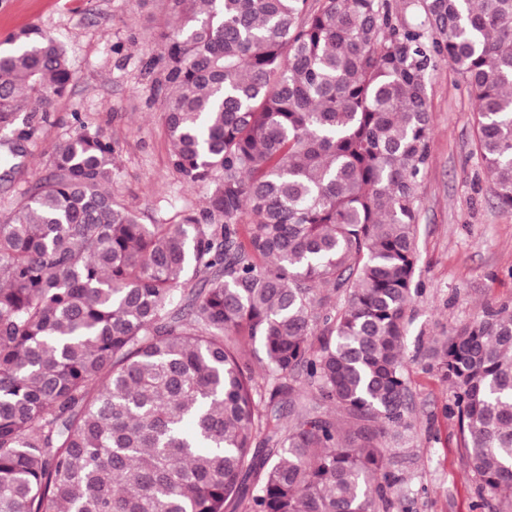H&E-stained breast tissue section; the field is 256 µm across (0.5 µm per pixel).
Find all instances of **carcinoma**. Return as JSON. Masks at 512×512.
Returning <instances> with one entry per match:
<instances>
[{
    "label": "carcinoma",
    "instance_id": "1",
    "mask_svg": "<svg viewBox=\"0 0 512 512\" xmlns=\"http://www.w3.org/2000/svg\"><path fill=\"white\" fill-rule=\"evenodd\" d=\"M169 2L146 70L205 207L142 223L109 188L115 142L78 116L11 203L0 512H410L382 439L409 399L428 68L443 56L466 81L512 209V0H424L429 46L386 0ZM6 43L0 127L72 80L52 31ZM429 353L468 473L511 500L512 312Z\"/></svg>",
    "mask_w": 512,
    "mask_h": 512
}]
</instances>
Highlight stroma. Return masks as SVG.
<instances>
[{
  "label": "stroma",
  "mask_w": 512,
  "mask_h": 512,
  "mask_svg": "<svg viewBox=\"0 0 512 512\" xmlns=\"http://www.w3.org/2000/svg\"><path fill=\"white\" fill-rule=\"evenodd\" d=\"M167 0H0V43L29 26L65 44L73 80L31 133L0 130L25 154L23 171L0 177V216L27 183L45 175L52 144L78 120L103 127L118 149L113 192L144 223L169 224L201 208L207 188L188 186L169 163L161 114L152 104L148 56L171 24ZM433 120L430 156L417 200L418 261L405 319L410 400L405 426L388 436V465L402 475L412 512H507L512 505L480 489L468 474L457 428L443 408L452 391L426 351L433 339L480 315L512 309V210L501 207L475 147L474 107L461 77L443 57L429 69Z\"/></svg>",
  "instance_id": "35a3bbf8"
}]
</instances>
